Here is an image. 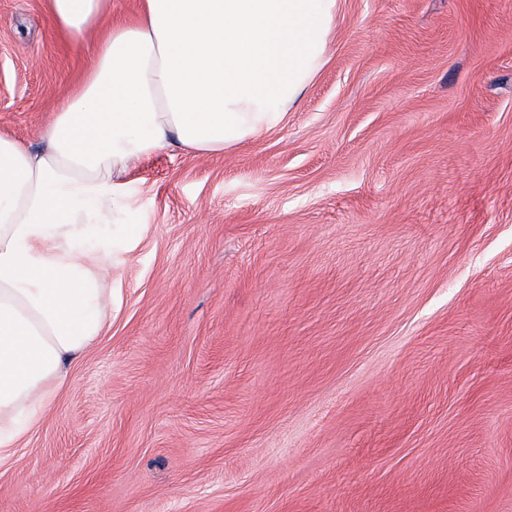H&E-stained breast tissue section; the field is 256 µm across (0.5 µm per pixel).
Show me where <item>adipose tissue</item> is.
<instances>
[{"label": "adipose tissue", "instance_id": "adipose-tissue-1", "mask_svg": "<svg viewBox=\"0 0 512 512\" xmlns=\"http://www.w3.org/2000/svg\"><path fill=\"white\" fill-rule=\"evenodd\" d=\"M92 67L30 143L0 132V463L103 334L139 226L127 177L160 150L218 154L281 125L324 62L337 0H45Z\"/></svg>", "mask_w": 512, "mask_h": 512}]
</instances>
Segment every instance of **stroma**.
Listing matches in <instances>:
<instances>
[{
  "label": "stroma",
  "mask_w": 512,
  "mask_h": 512,
  "mask_svg": "<svg viewBox=\"0 0 512 512\" xmlns=\"http://www.w3.org/2000/svg\"><path fill=\"white\" fill-rule=\"evenodd\" d=\"M0 0V130L89 66ZM102 336L0 512H512V0H338L279 127L129 175Z\"/></svg>",
  "instance_id": "stroma-1"
}]
</instances>
